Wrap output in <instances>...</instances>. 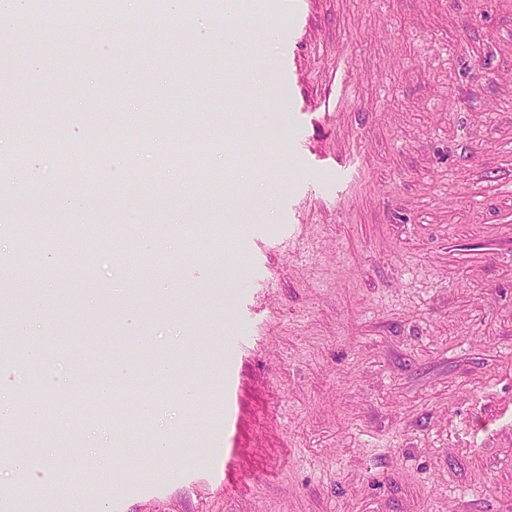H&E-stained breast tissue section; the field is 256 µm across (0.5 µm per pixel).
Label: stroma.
<instances>
[{"mask_svg": "<svg viewBox=\"0 0 512 512\" xmlns=\"http://www.w3.org/2000/svg\"><path fill=\"white\" fill-rule=\"evenodd\" d=\"M115 9L62 32L0 28V52H38L21 80L0 74L13 150L0 262L17 261L15 227L37 216L109 227L90 247L49 233L0 278L18 313L0 339L44 367L33 389L16 376L44 419L16 446L37 460L73 448L63 512H512V0H243L230 29L198 0L205 49ZM243 33L237 99L188 92L223 76L220 45ZM137 58L153 95L115 67ZM225 119L222 151L175 184L157 155L129 150L145 128L187 141ZM120 126L123 143L83 179L62 182L36 155L15 176L49 131H75L85 151ZM229 167L231 225L212 179ZM156 224L170 242L154 241ZM129 334L151 342L125 346ZM85 356L103 359V379L116 356L135 370L163 360L215 398L233 378L235 424L165 390L177 447L87 492L93 424L72 426L69 409ZM221 439L223 456H207Z\"/></svg>", "mask_w": 512, "mask_h": 512, "instance_id": "obj_1", "label": "stroma"}]
</instances>
